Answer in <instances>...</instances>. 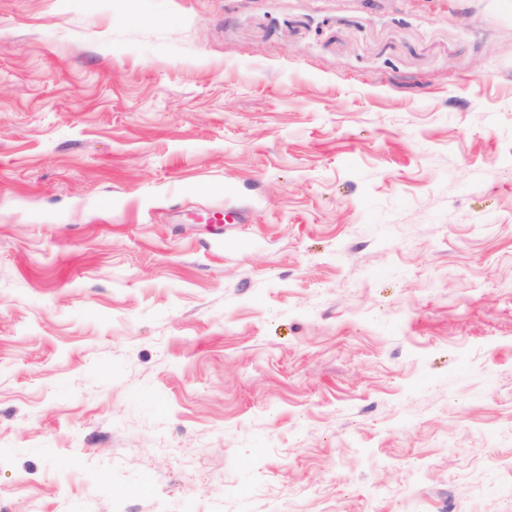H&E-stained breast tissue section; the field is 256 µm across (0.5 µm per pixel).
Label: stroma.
<instances>
[{
    "label": "stroma",
    "mask_w": 512,
    "mask_h": 512,
    "mask_svg": "<svg viewBox=\"0 0 512 512\" xmlns=\"http://www.w3.org/2000/svg\"><path fill=\"white\" fill-rule=\"evenodd\" d=\"M0 512H512V0H0Z\"/></svg>",
    "instance_id": "obj_1"
}]
</instances>
